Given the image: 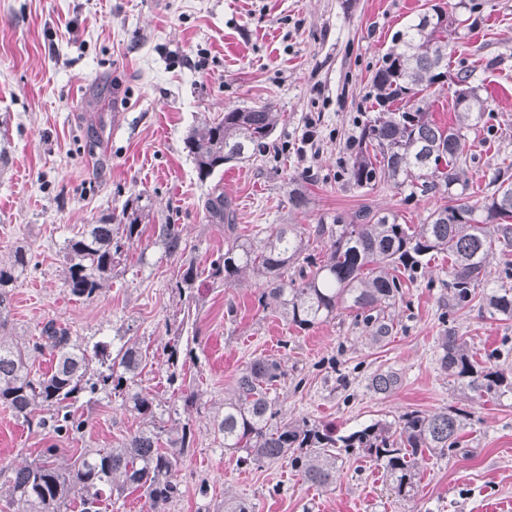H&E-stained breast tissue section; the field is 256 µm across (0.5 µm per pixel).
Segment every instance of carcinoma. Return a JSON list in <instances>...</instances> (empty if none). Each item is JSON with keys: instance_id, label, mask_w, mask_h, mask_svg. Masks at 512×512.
Masks as SVG:
<instances>
[{"instance_id": "cac0c4a2", "label": "carcinoma", "mask_w": 512, "mask_h": 512, "mask_svg": "<svg viewBox=\"0 0 512 512\" xmlns=\"http://www.w3.org/2000/svg\"><path fill=\"white\" fill-rule=\"evenodd\" d=\"M452 14L439 5L396 33L392 46L372 77L379 110L361 129L348 181L357 187L391 183L408 185L422 194H448V204L431 212L422 224H401L391 211L362 207L352 216L330 224H274L262 238L240 240L233 224L231 201L222 192L207 199L213 224L224 225L226 249L210 264L208 278L239 284L252 276L264 285L258 302L280 313L288 323L309 329L336 316L341 307L356 310V323L368 338L381 343L394 332L396 299L402 277L412 279L431 257L448 254V310L463 309L475 300L476 289L491 274V261L500 259L504 278H512V164L500 167L484 189L475 192L464 179L462 129L482 116L486 101L471 85L468 72L457 83L468 100L455 104L456 125L434 123L424 92L448 70V28ZM395 101L397 109L389 108ZM280 119L274 106L232 109L220 119L204 120L185 138L199 180L224 165L263 155ZM142 195L128 200L119 223L103 215L96 224L64 241L62 257L67 293L84 301L97 298L105 284L121 273L130 246L142 235ZM155 244L163 254L185 251L177 224L154 225ZM327 240L323 258L307 252L306 238ZM31 256L22 247L13 260L0 264V317L8 313L11 292L26 271ZM193 264L179 268L174 290L186 308L196 302ZM490 315L512 318V286L501 285L485 296ZM440 370L462 388L490 396L512 393V368L481 364L451 328L439 337ZM49 354L51 371L32 372L30 361ZM178 344L162 352L166 381H178L177 369L187 358ZM148 352L129 338L110 346L72 338L68 329L46 322L39 335L22 342L0 338V406L28 429L74 439L87 426L78 403L101 395H118L145 425L116 448H87L66 465L57 463L51 445L23 465L0 463V485L8 487L7 512H69L78 500L81 512H101L103 502L139 490L148 512H162L182 495L179 468L194 442L192 429L165 428L155 399L136 389L148 364ZM285 378L281 361L259 357L249 362L224 410L213 416L214 439L227 451L239 452V463L284 462L305 482L325 488L336 481L338 461L359 454L381 467L391 490L411 499L418 491L416 467L424 454L444 456L460 445L469 413L461 408L425 414L407 411L393 421H377L349 434L282 413L277 393ZM398 372L374 374L370 388L379 394L395 391Z\"/></svg>"}]
</instances>
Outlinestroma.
Listing matches in <instances>:
<instances>
[{
    "instance_id": "stroma-1",
    "label": "stroma",
    "mask_w": 512,
    "mask_h": 512,
    "mask_svg": "<svg viewBox=\"0 0 512 512\" xmlns=\"http://www.w3.org/2000/svg\"><path fill=\"white\" fill-rule=\"evenodd\" d=\"M446 0H0V263L22 246L31 255L8 312L12 334L38 335L49 320L88 342L125 336L159 353L175 340L168 323L183 321L181 345L193 407L172 408L162 362L138 380L160 405L166 427L189 424L193 448L178 478L182 495L165 512H220L227 496L254 512H512V393L495 399L460 390L437 365L445 327L469 353L512 356V318L489 316L479 304L449 311L448 257L431 258L396 306L399 325L372 344L339 310L307 330L259 305L255 283L206 278L225 248L223 227L210 223L204 202L223 192L234 206L237 234L263 236L274 224L316 225L362 206L420 224L447 196L410 187L357 188L347 170L361 127L377 110L371 79L392 35ZM477 21L454 12L448 73L426 96L434 121L456 123L453 75L471 74L487 102L464 129L465 177L484 186L512 162V0H483ZM272 103L281 119L262 157L230 163L199 181L184 148L188 132L225 109ZM306 193L291 211L293 185ZM149 209L124 273L92 302L67 294L60 248L66 237L101 215L120 219L128 199ZM180 225L183 255L164 256L153 225ZM202 275L198 302L185 310L171 283L181 264ZM281 359L279 393L291 418L344 432L371 420H393L461 408L471 414L461 446L425 456L418 494L389 489L381 468L344 458L334 485L317 488L283 463L242 468L214 441L211 420L253 359ZM392 369L400 387L378 394L372 375ZM88 425L77 440L29 430L0 408V462L22 465L56 445L60 460L85 448H112L142 420L109 397L86 405Z\"/></svg>"
}]
</instances>
